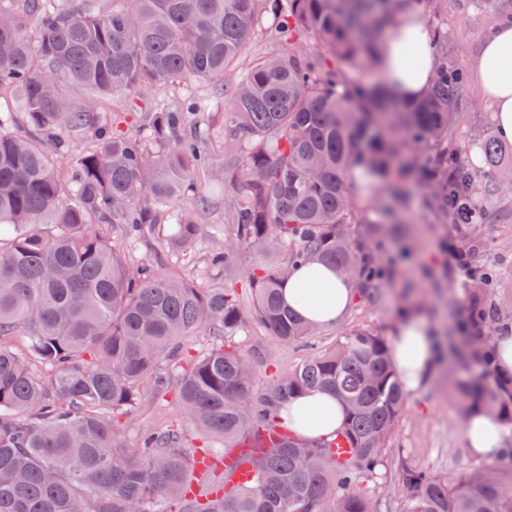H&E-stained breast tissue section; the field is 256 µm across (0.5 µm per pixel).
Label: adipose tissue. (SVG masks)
I'll return each instance as SVG.
<instances>
[{"instance_id": "ef3b65f1", "label": "adipose tissue", "mask_w": 512, "mask_h": 512, "mask_svg": "<svg viewBox=\"0 0 512 512\" xmlns=\"http://www.w3.org/2000/svg\"><path fill=\"white\" fill-rule=\"evenodd\" d=\"M432 34L414 0L386 40L382 77L397 98L421 99L430 86L438 61L431 48ZM474 80L490 103L491 121L500 139L512 142V24L500 25L483 38L471 63ZM353 281L324 263L296 266L283 288V300L302 318L326 326L339 321L354 299ZM393 363L407 389L423 388L438 368L436 343L423 314L411 310L399 316L392 333ZM280 417L300 439L332 434L344 421L341 404L329 393L313 391L286 404ZM466 439L472 453L498 461L512 444V425L483 411L474 412Z\"/></svg>"}]
</instances>
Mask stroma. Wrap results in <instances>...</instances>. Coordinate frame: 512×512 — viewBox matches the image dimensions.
I'll return each mask as SVG.
<instances>
[{"label": "stroma", "instance_id": "1", "mask_svg": "<svg viewBox=\"0 0 512 512\" xmlns=\"http://www.w3.org/2000/svg\"><path fill=\"white\" fill-rule=\"evenodd\" d=\"M423 17L429 26H441L448 32V45L462 65L476 57L481 40L494 29L498 19L489 0H423ZM178 92L168 87L154 89L145 96H119L110 100L109 115L129 119L137 129L147 130L148 110L154 101L170 100ZM462 119L457 138L473 143L479 133L492 130L490 108L477 85H469L461 105ZM199 180L207 187V206L199 215L200 234L193 263L185 274L203 282L211 277L206 257L213 247L215 232L224 222V195L214 190V171L202 172ZM408 221L396 225L394 233L372 239L375 252L382 258L396 255L402 243H410L413 257L393 266L391 275L376 302H354L345 319L325 328L313 337L315 349L333 345L349 328L368 325L390 334L396 321V309L411 301L428 313L431 325L440 329H460L467 298L460 290L466 281L463 268L452 257L459 251L468 232L464 224L435 223L423 204V194L413 190ZM478 231L486 243L485 259L503 270L504 288L494 295L501 303L512 302V200L499 201L487 209V221ZM242 347L251 355L258 382L294 368L306 357L305 348L277 341L258 324H251L239 336ZM457 376L440 368L424 388L411 392L406 411L390 441L386 463L379 475L365 482L366 492L377 503V512H404L406 502L392 476L401 460L455 480L460 474L487 467V460L475 456L466 444L461 406L456 396ZM179 411L170 397L144 394L143 406L124 425L129 444H136L144 426L177 423Z\"/></svg>", "mask_w": 512, "mask_h": 512}]
</instances>
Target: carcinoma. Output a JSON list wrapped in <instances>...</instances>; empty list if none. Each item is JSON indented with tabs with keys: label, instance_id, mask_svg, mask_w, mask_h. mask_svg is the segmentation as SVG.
<instances>
[{
	"label": "carcinoma",
	"instance_id": "carcinoma-1",
	"mask_svg": "<svg viewBox=\"0 0 512 512\" xmlns=\"http://www.w3.org/2000/svg\"><path fill=\"white\" fill-rule=\"evenodd\" d=\"M407 2L0 0V89L14 91L27 127L7 132L0 115V228H10L0 237V512H374L362 483L384 466L408 402L391 338L352 328L260 386L236 337L253 321L287 344L320 333L282 299L302 262L330 264L360 297H376L384 264L352 228L379 236L387 213L406 206L395 167L442 223L483 224L487 205L512 195V147L481 135V168L455 142L464 73L448 63L443 29H433L438 66L422 99L402 102L382 82L353 79L381 63ZM258 30L273 46L216 98L220 152L205 150L209 132L187 126L197 109L190 96L155 103L145 136L104 121L114 95L224 85ZM72 135L95 144L71 157ZM218 159L224 242L207 265L227 273L243 253L264 255L248 275V306L234 284L134 266L125 250L163 224L172 253H194L199 224L181 202H205L196 173ZM372 191L379 204L367 212L356 193ZM471 281L467 318L478 335L453 350L467 371L460 404L512 424V379L497 373L491 348L512 315L492 299L490 264L472 269ZM20 331L24 352L8 344ZM199 333L210 347L181 354L180 341ZM165 362L178 365L172 386ZM168 389L183 422L146 428L129 446L123 421L143 394ZM314 390L334 394L345 419L305 441L278 412ZM187 424L207 440L204 451L184 445ZM341 440L351 448L342 461ZM238 448L250 480L221 474L194 493L198 465ZM394 479L406 512H512V469L450 482L403 460Z\"/></svg>",
	"mask_w": 512,
	"mask_h": 512
}]
</instances>
